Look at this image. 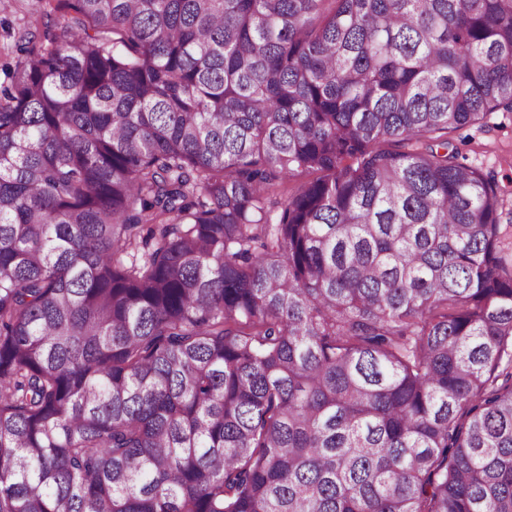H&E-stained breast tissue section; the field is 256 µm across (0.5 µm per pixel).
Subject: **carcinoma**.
I'll return each mask as SVG.
<instances>
[{"mask_svg": "<svg viewBox=\"0 0 512 512\" xmlns=\"http://www.w3.org/2000/svg\"><path fill=\"white\" fill-rule=\"evenodd\" d=\"M0 91V512H512V0H57ZM457 148L458 162L495 175L512 188V112L499 110L484 120L448 134Z\"/></svg>", "mask_w": 512, "mask_h": 512, "instance_id": "1", "label": "carcinoma"}]
</instances>
